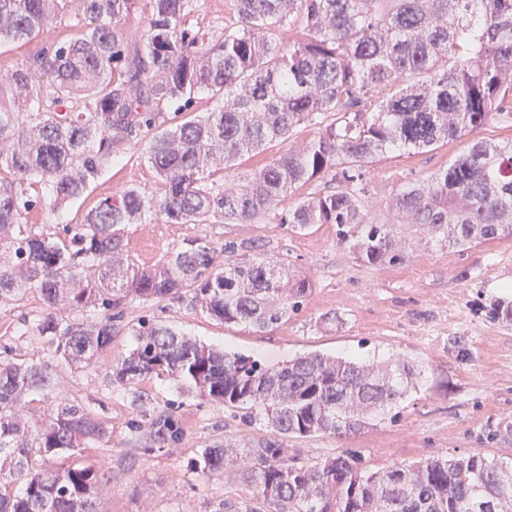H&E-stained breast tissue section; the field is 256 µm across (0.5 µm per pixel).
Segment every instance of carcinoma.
Returning a JSON list of instances; mask_svg holds the SVG:
<instances>
[{
	"instance_id": "1",
	"label": "carcinoma",
	"mask_w": 512,
	"mask_h": 512,
	"mask_svg": "<svg viewBox=\"0 0 512 512\" xmlns=\"http://www.w3.org/2000/svg\"><path fill=\"white\" fill-rule=\"evenodd\" d=\"M199 7L0 0V46L77 19L70 36L0 75V308L30 291L44 305L23 320L24 334L56 342L70 366L96 367L130 299L186 301L261 332L311 292L307 279L283 278L282 263L243 243L224 245L222 265L218 248L199 237L141 264L129 248L132 224H334L337 239L371 267L407 261L396 223L459 252L512 237L511 142L473 139L448 168L399 187L387 203L393 223L371 216L364 172L384 153L425 150L493 122L512 127V112L501 109L512 98V0H233V14L212 31L198 26ZM139 9L143 30L124 27ZM298 21L302 36L283 40ZM202 90L211 106L198 115ZM301 125L317 128L302 150L236 173L243 155ZM140 145L161 194L120 187L76 224L28 223L39 206L61 212L79 200L114 156ZM218 171L225 175L213 178ZM325 178L336 190L271 214L274 201ZM131 335L112 384L172 377L213 404L265 416L266 443L205 448L191 461L256 490L212 512H512V469L478 455L371 471L352 451L309 464L288 447L290 438L356 430L395 407L415 374L408 363L309 354L267 367L151 319ZM54 391L50 364L0 360V512H97L107 479L93 464L31 465L35 453L112 437L109 421L65 400L30 424L18 405ZM153 427L162 443L179 439L168 415ZM16 483L19 491L6 493Z\"/></svg>"
}]
</instances>
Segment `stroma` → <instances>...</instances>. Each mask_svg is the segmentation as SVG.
Wrapping results in <instances>:
<instances>
[{
    "mask_svg": "<svg viewBox=\"0 0 512 512\" xmlns=\"http://www.w3.org/2000/svg\"><path fill=\"white\" fill-rule=\"evenodd\" d=\"M315 135V128L299 127L288 141L274 140L243 156L238 169L249 172L262 167L285 150L303 147ZM465 145L459 139L417 153L376 157L365 171L375 216L386 217L385 205L393 190L446 168ZM124 184L149 193L160 190L140 148L124 150L86 198L57 215L45 207L34 209L28 221L79 222L93 200ZM190 237L207 239L218 248L227 242L247 243L254 256L280 260L291 272L306 277L312 291L298 313L264 332L222 324L185 302H129L123 307L112 358L127 354L133 345L129 327L146 317L267 366L308 352L357 362L401 359L418 369L419 379L398 403L397 418H379L341 435L292 438L289 447L300 449L310 463L355 451L363 466L375 469L469 453L512 463V321L489 316L495 299H512V238L464 252L417 240L403 265L369 267L357 260L349 245L337 240L332 224L300 231L263 221L154 222L128 229L131 251L146 265ZM42 310L43 302L34 292L1 309L0 348L12 346L19 361L55 364L59 398L110 421V442L90 444L81 453L82 459L110 478L98 512H201L206 504L251 496L246 484L196 472L189 462L203 448L228 438L241 448L258 447L269 436L262 416L244 421L243 410L206 402L168 378L152 375L116 388L106 367L66 365L57 360L52 341L21 333L22 318L35 317ZM456 337L466 341L470 361L456 358L450 347ZM163 414L173 415L182 438L160 452L149 425Z\"/></svg>",
    "mask_w": 512,
    "mask_h": 512,
    "instance_id": "stroma-1",
    "label": "stroma"
}]
</instances>
